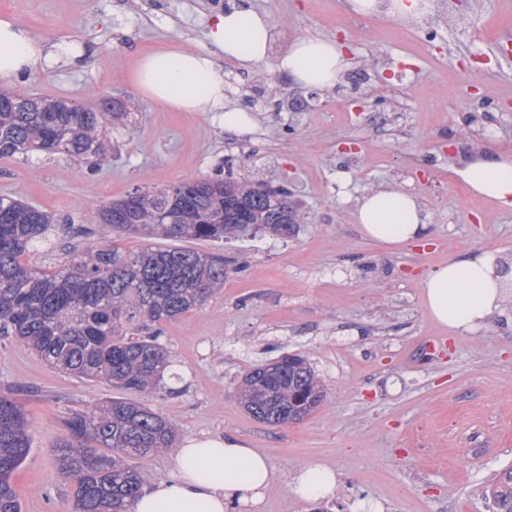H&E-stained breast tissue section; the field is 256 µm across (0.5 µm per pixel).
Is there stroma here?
<instances>
[{
    "label": "stroma",
    "mask_w": 512,
    "mask_h": 512,
    "mask_svg": "<svg viewBox=\"0 0 512 512\" xmlns=\"http://www.w3.org/2000/svg\"><path fill=\"white\" fill-rule=\"evenodd\" d=\"M347 0H253L275 37L252 72L224 65L233 102L255 122L225 133L206 112H172L139 93L129 75L140 52L206 48L204 18L225 0H0L49 41L88 44L79 67L45 68L14 84L21 94L92 103L126 102L138 118L113 129L97 169L33 152L0 159V195L47 210L54 248L30 254L42 268L103 233L94 214L138 187L204 178L220 165L239 177L263 169L308 214L289 238L256 234L193 241L241 267L204 306L164 328L177 379L171 392H129L49 367L23 344L0 340V392L22 405L32 448L13 477L21 512H71L73 488L54 446L63 421L92 402L124 398L163 413L179 438L235 433L266 453L277 479L263 512H497L485 487L512 467V291L500 315L472 333H452L426 309L420 277L469 251L512 260V212L472 197L455 175L473 153H512V0H436L430 17L396 22L354 14ZM300 36L345 38L351 64L325 91L302 89L277 68ZM365 58L374 66L362 67ZM303 111L251 109L265 82ZM380 111L383 125L368 123ZM400 188L428 224L427 245L384 248L355 218L363 193ZM442 346L428 352L430 340ZM309 358L327 396L309 418L270 426L237 399L251 367L281 354ZM321 462L341 475L336 496L305 502L291 489L297 469Z\"/></svg>",
    "instance_id": "stroma-1"
}]
</instances>
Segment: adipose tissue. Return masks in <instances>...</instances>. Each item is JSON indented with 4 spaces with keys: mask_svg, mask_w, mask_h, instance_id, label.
<instances>
[{
    "mask_svg": "<svg viewBox=\"0 0 512 512\" xmlns=\"http://www.w3.org/2000/svg\"><path fill=\"white\" fill-rule=\"evenodd\" d=\"M351 10L368 16L409 21L427 15L431 0H348ZM208 49L181 47L140 55L132 79L152 101L179 112H220L225 131L246 134L253 125L233 106L224 81V62L249 70L264 61L272 42V25L251 0H229L210 17ZM81 50L64 41L47 42L11 18H0V85L63 61L81 58ZM350 60L343 44L316 36L293 41L278 63L297 86L325 90L335 85ZM456 176L467 191L512 209V155L480 151ZM355 218L361 235L382 246H404L423 240L427 226L414 196L389 190L370 191L357 200ZM497 259L469 252L427 273L422 281L425 303L439 325L454 332L486 326L500 309L502 292ZM176 473L152 481L131 505V512H262L276 473L268 456L248 447L235 434L184 440L174 456ZM338 476L331 466L313 462L293 479V492L303 500L334 497Z\"/></svg>",
    "mask_w": 512,
    "mask_h": 512,
    "instance_id": "1",
    "label": "adipose tissue"
}]
</instances>
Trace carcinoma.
<instances>
[{
	"mask_svg": "<svg viewBox=\"0 0 512 512\" xmlns=\"http://www.w3.org/2000/svg\"><path fill=\"white\" fill-rule=\"evenodd\" d=\"M35 101L33 112L28 98L0 90L1 159L42 151L97 165L109 152L105 130L130 127V113L116 98ZM306 219L292 193L272 187L261 171L243 180L220 168L207 178L140 187L112 201L98 220L112 236L73 250L68 264L49 270L27 257L37 244H52L53 216L1 195L0 337L30 346L50 367L80 378H102L133 392L160 390L170 366L161 326L204 305L224 285L229 267L220 254L149 243L130 251L116 239L226 241L259 232L288 238ZM239 393L246 412L270 426L303 420L326 397L298 354L254 367ZM65 427L55 454L73 485V512H129L152 474L123 465L119 455L175 447V427L163 414L123 399L73 412ZM30 448L21 405L0 394V512H21L12 476ZM492 496L498 512H512L511 468Z\"/></svg>",
	"mask_w": 512,
	"mask_h": 512,
	"instance_id": "cac0c4a2",
	"label": "carcinoma"
}]
</instances>
